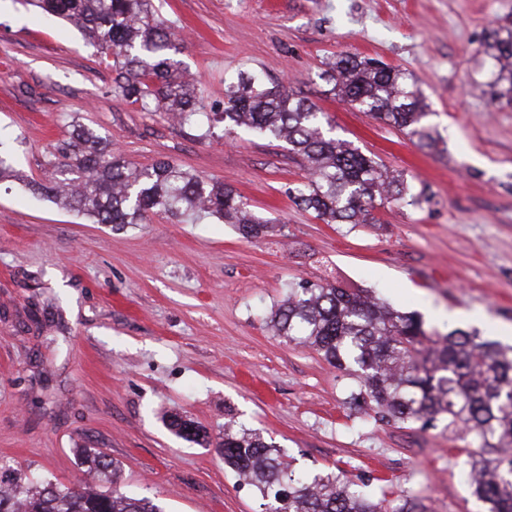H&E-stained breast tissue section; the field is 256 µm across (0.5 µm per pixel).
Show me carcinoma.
<instances>
[{
    "mask_svg": "<svg viewBox=\"0 0 512 512\" xmlns=\"http://www.w3.org/2000/svg\"><path fill=\"white\" fill-rule=\"evenodd\" d=\"M75 23L103 60H112L115 89L125 100L160 116L204 129L203 136L240 129L288 145L301 156L306 182L291 190L295 202L326 224H368L376 201L400 200V175L381 170L351 143L336 138L328 113L283 84L268 86L239 73L224 90V110L206 112L172 57L173 23L156 15L151 0H26ZM481 53L489 64L490 100L512 104V24L492 29ZM321 77L350 105L408 131L420 147L438 141L425 121L430 112L408 74L374 59L342 54ZM56 176L35 191L65 201L98 224H145L158 213L174 218L202 214L237 226L245 238L261 235L268 221L247 208L237 192L169 161L137 167L109 148L96 130L79 127L56 147ZM278 335L316 350L331 366L354 375L352 400L382 421L445 419L470 439L467 478L488 512H512V347L482 341L461 329L428 332L421 320L387 307L360 289L331 282L291 287L271 318ZM170 428L198 441L205 433L174 417ZM224 462L248 480L268 512H427L415 498L401 503L371 497L342 474H300L285 454L259 433L224 429ZM112 492L76 489L42 477L3 487L0 512H161L149 497L118 489L120 468L99 453L87 455Z\"/></svg>",
    "mask_w": 512,
    "mask_h": 512,
    "instance_id": "cac0c4a2",
    "label": "carcinoma"
}]
</instances>
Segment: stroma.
<instances>
[{
    "instance_id": "1",
    "label": "stroma",
    "mask_w": 512,
    "mask_h": 512,
    "mask_svg": "<svg viewBox=\"0 0 512 512\" xmlns=\"http://www.w3.org/2000/svg\"><path fill=\"white\" fill-rule=\"evenodd\" d=\"M176 25L175 58L208 107L241 72L328 112L337 137L404 176L410 196L373 224H326L289 190L306 176L284 143L206 138L113 90L82 32L22 0H0V135L20 138L0 184V462L29 477L99 488L78 451L121 466V488L164 512H264L214 445L236 421L293 468L344 471L429 512H487L444 423L374 421L357 380L266 320L289 284L338 280L426 330L512 345V106L492 104L478 53L512 0H153ZM341 53L409 73L437 150L346 104L320 74ZM82 124L138 166L167 160L234 187L268 219L243 239L213 217L96 224L35 194L52 152ZM426 192L423 203L412 195ZM211 438L178 437L167 417Z\"/></svg>"
}]
</instances>
